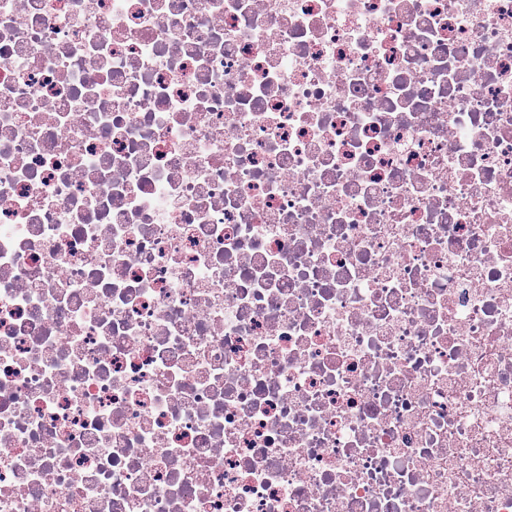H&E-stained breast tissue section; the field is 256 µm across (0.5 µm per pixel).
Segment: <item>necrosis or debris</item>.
I'll return each instance as SVG.
<instances>
[{"label":"necrosis or debris","mask_w":512,"mask_h":512,"mask_svg":"<svg viewBox=\"0 0 512 512\" xmlns=\"http://www.w3.org/2000/svg\"><path fill=\"white\" fill-rule=\"evenodd\" d=\"M0 512H512V0H0Z\"/></svg>","instance_id":"obj_1"}]
</instances>
